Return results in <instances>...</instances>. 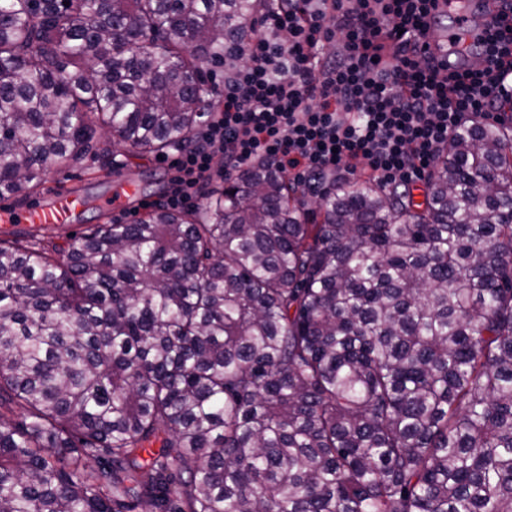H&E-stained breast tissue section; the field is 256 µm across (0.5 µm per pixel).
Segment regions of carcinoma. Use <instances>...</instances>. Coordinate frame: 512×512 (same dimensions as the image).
I'll list each match as a JSON object with an SVG mask.
<instances>
[{"mask_svg": "<svg viewBox=\"0 0 512 512\" xmlns=\"http://www.w3.org/2000/svg\"><path fill=\"white\" fill-rule=\"evenodd\" d=\"M269 3L0 0V197L194 143ZM0 512H512V124L1 240Z\"/></svg>", "mask_w": 512, "mask_h": 512, "instance_id": "obj_1", "label": "carcinoma"}]
</instances>
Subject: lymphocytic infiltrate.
I'll list each match as a JSON object with an SVG mask.
<instances>
[{"instance_id": "obj_1", "label": "lymphocytic infiltrate", "mask_w": 512, "mask_h": 512, "mask_svg": "<svg viewBox=\"0 0 512 512\" xmlns=\"http://www.w3.org/2000/svg\"><path fill=\"white\" fill-rule=\"evenodd\" d=\"M438 0H271L245 61L225 67L212 116L181 149L166 206L268 162L304 194L320 178L363 176L388 188L425 180L463 124L512 101V10L479 45L489 64L450 70L422 40Z\"/></svg>"}]
</instances>
